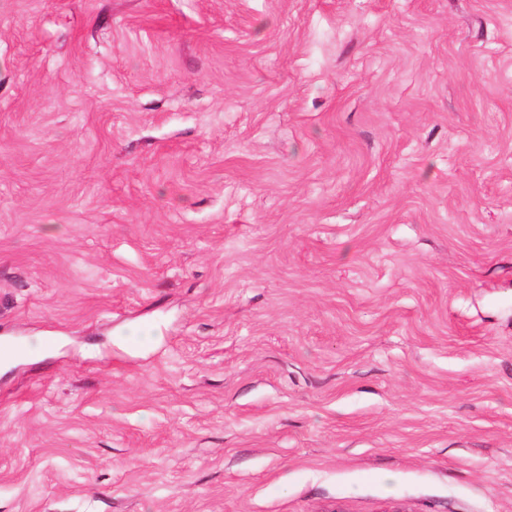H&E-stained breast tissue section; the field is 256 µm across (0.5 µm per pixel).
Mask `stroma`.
I'll use <instances>...</instances> for the list:
<instances>
[{"label":"stroma","mask_w":512,"mask_h":512,"mask_svg":"<svg viewBox=\"0 0 512 512\" xmlns=\"http://www.w3.org/2000/svg\"><path fill=\"white\" fill-rule=\"evenodd\" d=\"M1 337L0 512H512V0H0Z\"/></svg>","instance_id":"obj_1"}]
</instances>
